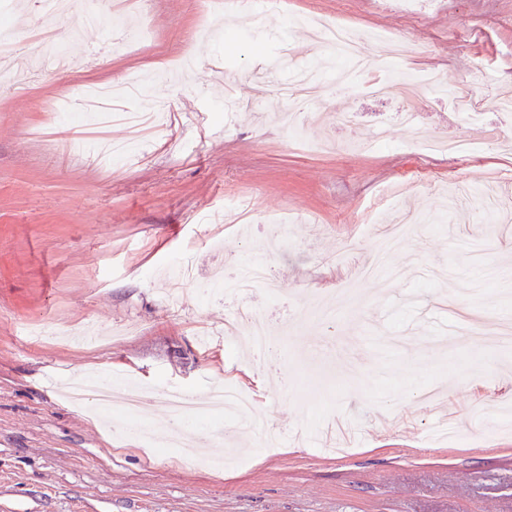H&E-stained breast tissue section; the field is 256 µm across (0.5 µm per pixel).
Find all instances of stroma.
<instances>
[{
	"label": "stroma",
	"instance_id": "obj_1",
	"mask_svg": "<svg viewBox=\"0 0 512 512\" xmlns=\"http://www.w3.org/2000/svg\"><path fill=\"white\" fill-rule=\"evenodd\" d=\"M111 9L100 0L99 27L75 39L31 0H0L28 74L0 92V512H512V344L492 334L512 284L482 279L512 262V114L492 105L512 94V0H279L262 26L244 14L209 40L194 36L214 19L209 0H147L127 22L149 39L103 61ZM302 16L355 27L377 75L444 72L480 117L425 89L418 127L403 125L401 97L334 84L339 62L307 42ZM42 25L70 70L38 63ZM380 34L405 56L383 55ZM295 65L315 69L319 93L293 132L275 87ZM149 73L146 95L171 110L125 161L50 150L48 102ZM461 139L479 154L448 153ZM237 197L249 214L225 210ZM403 209L414 231L390 274L360 277ZM180 258L191 281L171 275ZM245 259L276 282L242 300L279 338L272 373L256 368L246 326L225 332L242 301L212 286ZM349 287L359 302L308 318L307 298ZM37 321L61 338L30 340ZM102 374L151 388L132 421L57 388ZM217 384L250 392L277 449L247 439L238 461L184 465L220 454L241 424L198 414L173 445L158 392Z\"/></svg>",
	"mask_w": 512,
	"mask_h": 512
}]
</instances>
